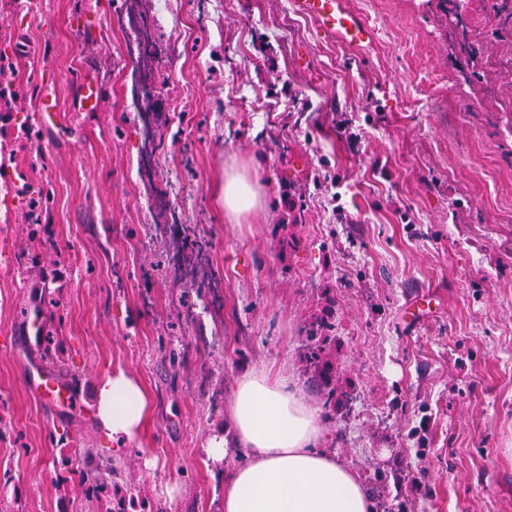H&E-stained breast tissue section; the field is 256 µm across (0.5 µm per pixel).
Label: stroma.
I'll return each instance as SVG.
<instances>
[{
    "label": "stroma",
    "instance_id": "1",
    "mask_svg": "<svg viewBox=\"0 0 512 512\" xmlns=\"http://www.w3.org/2000/svg\"><path fill=\"white\" fill-rule=\"evenodd\" d=\"M122 2L0 0V51L32 88L7 120L41 135L0 144V157L55 193L35 247L21 201L0 204L7 499L21 512H104L53 464L93 448L133 470L142 512H221L238 454L219 466L202 449L232 431L224 403L257 368L306 385L300 332L332 288L340 383L356 399L325 416L326 447L361 475L383 470L386 512H512V25L501 0H463L458 19L438 0H346L371 42L350 45L294 12L285 49L270 24L293 0H172L150 76L165 149L141 177ZM87 77L102 90L93 110L80 97ZM230 174L258 208L224 211ZM173 208L198 247L170 234ZM26 248L37 270L19 275ZM203 294L221 306L188 319ZM37 296L62 328L64 406L31 390ZM115 368L151 405L144 435L119 452L96 416V380Z\"/></svg>",
    "mask_w": 512,
    "mask_h": 512
}]
</instances>
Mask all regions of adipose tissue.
<instances>
[{"instance_id":"obj_1","label":"adipose tissue","mask_w":512,"mask_h":512,"mask_svg":"<svg viewBox=\"0 0 512 512\" xmlns=\"http://www.w3.org/2000/svg\"><path fill=\"white\" fill-rule=\"evenodd\" d=\"M96 416L113 444L144 431L149 399L122 369L96 384ZM227 415L245 457L224 481L222 512H374L354 469L322 445V413L288 375L260 368L238 379Z\"/></svg>"}]
</instances>
